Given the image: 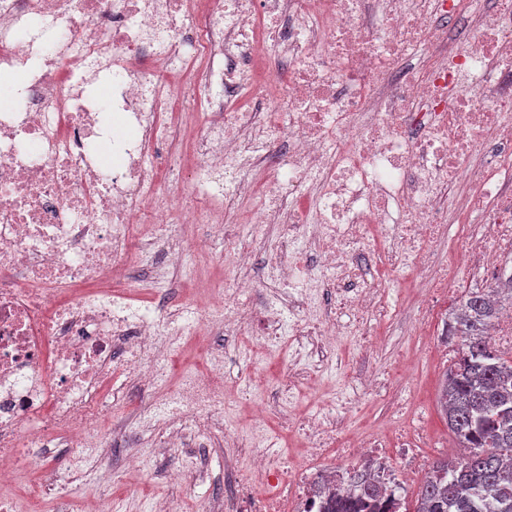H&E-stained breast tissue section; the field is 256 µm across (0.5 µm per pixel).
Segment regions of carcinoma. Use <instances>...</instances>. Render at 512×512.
<instances>
[{
	"label": "carcinoma",
	"mask_w": 512,
	"mask_h": 512,
	"mask_svg": "<svg viewBox=\"0 0 512 512\" xmlns=\"http://www.w3.org/2000/svg\"><path fill=\"white\" fill-rule=\"evenodd\" d=\"M499 315L490 292L473 288L447 323L446 335L460 338V347L440 403L460 453L432 466L414 512H512V358L486 340ZM349 486L351 493L334 491L320 507L379 512L382 479L359 470Z\"/></svg>",
	"instance_id": "carcinoma-1"
}]
</instances>
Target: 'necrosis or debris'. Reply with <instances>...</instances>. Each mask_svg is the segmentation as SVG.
Here are the masks:
<instances>
[{
  "label": "necrosis or debris",
  "instance_id": "necrosis-or-debris-1",
  "mask_svg": "<svg viewBox=\"0 0 512 512\" xmlns=\"http://www.w3.org/2000/svg\"><path fill=\"white\" fill-rule=\"evenodd\" d=\"M20 68L0 113V485L43 464L25 512L51 495L74 512L118 377L156 389L135 419L173 440L224 412L223 348L172 389L167 362L180 337L240 332L252 284L133 306L156 254L188 268L160 227L204 225L202 252L232 213L253 238L282 226L283 287L302 302L319 283L339 307L288 316L269 298L271 346L286 332L330 348L364 327L382 278L422 272L468 216L512 246V0H0V75ZM93 72L110 98L86 92ZM106 135L125 160L112 171ZM474 268L494 271L493 253L469 242L428 286ZM315 479L256 448L238 494L248 512H307Z\"/></svg>",
  "mask_w": 512,
  "mask_h": 512
}]
</instances>
